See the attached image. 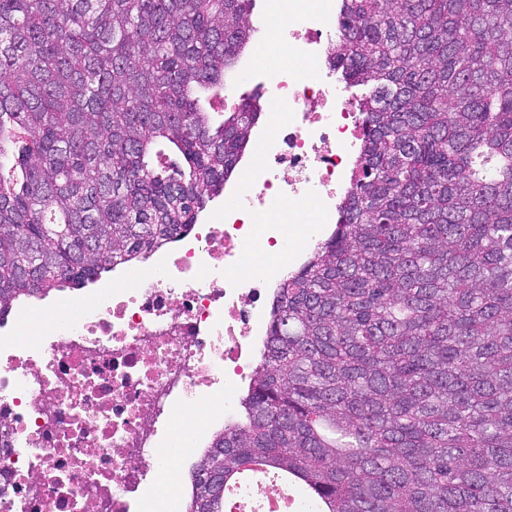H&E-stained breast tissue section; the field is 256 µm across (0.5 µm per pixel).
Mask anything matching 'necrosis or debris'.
<instances>
[{"instance_id":"necrosis-or-debris-1","label":"necrosis or debris","mask_w":512,"mask_h":512,"mask_svg":"<svg viewBox=\"0 0 512 512\" xmlns=\"http://www.w3.org/2000/svg\"><path fill=\"white\" fill-rule=\"evenodd\" d=\"M335 16L336 0L269 10L268 36L313 73L248 69L267 112L250 180L225 186L222 206L175 245L119 265L75 313L0 334V512H153L159 463L183 461L179 433L230 411L263 347L282 257L306 260L281 208L314 203L318 241L359 160L362 115L331 60ZM257 245L260 276L244 263Z\"/></svg>"}]
</instances>
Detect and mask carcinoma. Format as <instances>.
I'll return each instance as SVG.
<instances>
[{
	"label": "carcinoma",
	"instance_id": "1",
	"mask_svg": "<svg viewBox=\"0 0 512 512\" xmlns=\"http://www.w3.org/2000/svg\"><path fill=\"white\" fill-rule=\"evenodd\" d=\"M253 2L0 0V325L224 191L263 108L217 123L202 95ZM336 24L360 161L180 512H224L255 461L316 512H512V0H340Z\"/></svg>",
	"mask_w": 512,
	"mask_h": 512
}]
</instances>
